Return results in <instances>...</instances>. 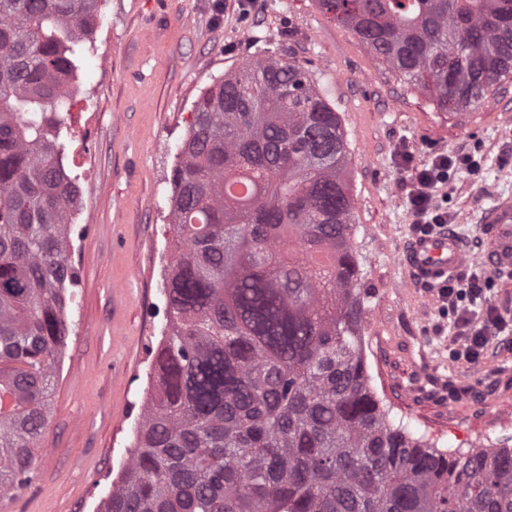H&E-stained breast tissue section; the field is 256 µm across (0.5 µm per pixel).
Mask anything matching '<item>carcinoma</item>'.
<instances>
[{"instance_id": "cac0c4a2", "label": "carcinoma", "mask_w": 512, "mask_h": 512, "mask_svg": "<svg viewBox=\"0 0 512 512\" xmlns=\"http://www.w3.org/2000/svg\"><path fill=\"white\" fill-rule=\"evenodd\" d=\"M318 2L444 112L512 75V0ZM99 11L0 0V500L37 477L68 337L65 86ZM347 160L338 113L285 54L195 102L153 390L100 512H512V448L441 451L369 386Z\"/></svg>"}]
</instances>
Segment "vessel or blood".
<instances>
[{
  "label": "vessel or blood",
  "mask_w": 512,
  "mask_h": 512,
  "mask_svg": "<svg viewBox=\"0 0 512 512\" xmlns=\"http://www.w3.org/2000/svg\"><path fill=\"white\" fill-rule=\"evenodd\" d=\"M492 244L486 260L493 268L512 271V207L496 206L488 218ZM402 261L416 281L433 286L454 275L465 263L461 242L448 231L411 240Z\"/></svg>",
  "instance_id": "1"
}]
</instances>
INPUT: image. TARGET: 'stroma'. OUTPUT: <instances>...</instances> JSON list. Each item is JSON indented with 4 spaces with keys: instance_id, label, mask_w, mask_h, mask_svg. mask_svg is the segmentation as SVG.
<instances>
[{
    "instance_id": "35a3bbf8",
    "label": "stroma",
    "mask_w": 512,
    "mask_h": 512,
    "mask_svg": "<svg viewBox=\"0 0 512 512\" xmlns=\"http://www.w3.org/2000/svg\"><path fill=\"white\" fill-rule=\"evenodd\" d=\"M100 11L77 62L65 134L63 163L78 190L71 330L37 480L0 512H98L152 386L166 322L169 177L193 104L264 54H288L308 70L346 132L375 395L439 449L512 446V417L502 413L512 403V331H490L478 361L456 360L452 314L399 261L416 235L409 176L439 154L479 160L441 192L467 269L490 247L485 213L512 202V76L484 105L452 116L316 0H102ZM97 51L107 64L96 70Z\"/></svg>"
}]
</instances>
